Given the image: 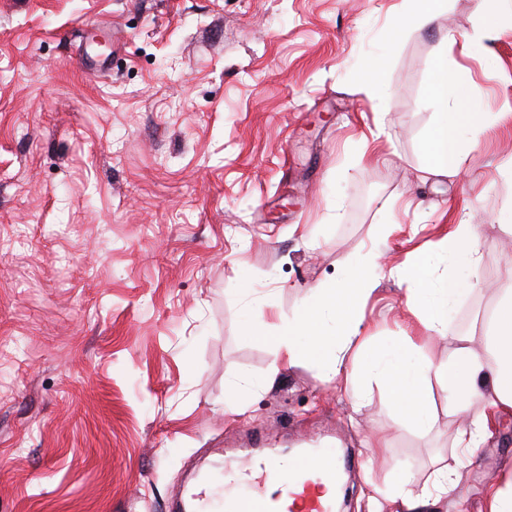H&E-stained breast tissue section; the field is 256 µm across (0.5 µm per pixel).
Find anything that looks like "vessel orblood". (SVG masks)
<instances>
[{
	"label": "vessel or blood",
	"instance_id": "obj_1",
	"mask_svg": "<svg viewBox=\"0 0 512 512\" xmlns=\"http://www.w3.org/2000/svg\"><path fill=\"white\" fill-rule=\"evenodd\" d=\"M346 456L331 449L294 456L282 465L270 455L250 462L241 455L225 459L224 471L231 481L213 478L206 495L200 496L195 512H336V500L327 485L347 465Z\"/></svg>",
	"mask_w": 512,
	"mask_h": 512
}]
</instances>
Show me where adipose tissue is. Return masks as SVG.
<instances>
[{
	"mask_svg": "<svg viewBox=\"0 0 512 512\" xmlns=\"http://www.w3.org/2000/svg\"><path fill=\"white\" fill-rule=\"evenodd\" d=\"M428 99L440 108L455 110L452 122L429 129L421 138L419 151L424 170L435 177L457 174L463 165L461 143L474 127V111L466 86L459 83L445 61H436L427 86ZM476 227L460 223L438 247L418 246L403 263L391 266L389 277L407 285L412 314L432 335L453 336L446 357L426 355L412 337L386 345L376 343L362 330L360 308L376 290L378 282L367 270L377 257L368 254L350 266L341 285L314 288L292 317L283 319L273 338L275 364L315 366L325 383L345 380L357 383L354 404L364 407L373 387L389 393L395 407L409 397L421 404L410 416L418 428H428L432 413L423 399L432 383H439L459 408L484 406L469 429L456 438L457 447H476L489 425V411L512 409V289L497 301L482 337L452 332L451 313L457 297L470 292V277L456 276L453 264L465 261L471 271L479 269L475 249ZM457 485L456 471L442 467L433 472L419 494L407 492L399 481L387 493L389 501L401 504L404 512H425L447 498Z\"/></svg>",
	"mask_w": 512,
	"mask_h": 512,
	"instance_id": "adipose-tissue-1",
	"label": "adipose tissue"
}]
</instances>
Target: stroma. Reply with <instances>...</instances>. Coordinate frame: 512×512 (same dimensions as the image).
<instances>
[{
    "label": "stroma",
    "instance_id": "35a3bbf8",
    "mask_svg": "<svg viewBox=\"0 0 512 512\" xmlns=\"http://www.w3.org/2000/svg\"><path fill=\"white\" fill-rule=\"evenodd\" d=\"M412 11L0 0V512H169L189 471L298 444L357 454L339 512H369L405 473L419 492L443 465L458 484L432 512H486L512 475V412L467 458L455 439L478 410L440 388L422 431L383 390L357 411L308 366L263 385L281 318L356 257L403 262L463 220L480 273L454 332L482 334L512 289V10ZM87 56L110 64L85 70ZM440 59L479 114L446 178L417 151L445 119L426 96ZM363 328L424 333L389 277Z\"/></svg>",
    "mask_w": 512,
    "mask_h": 512
}]
</instances>
